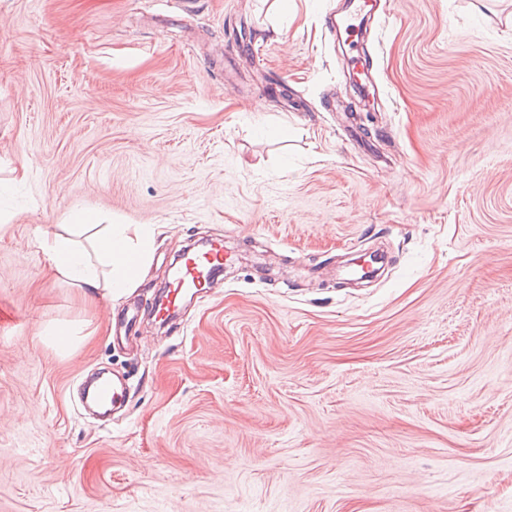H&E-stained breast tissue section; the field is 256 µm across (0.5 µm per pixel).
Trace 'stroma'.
Wrapping results in <instances>:
<instances>
[{"instance_id":"stroma-1","label":"stroma","mask_w":512,"mask_h":512,"mask_svg":"<svg viewBox=\"0 0 512 512\" xmlns=\"http://www.w3.org/2000/svg\"><path fill=\"white\" fill-rule=\"evenodd\" d=\"M343 2L0 0V512H512V0L355 18L364 99ZM83 211L159 225L132 293L49 271ZM212 252L183 259L184 269L180 268L175 280L170 283L164 303L156 309L158 315L168 316L174 312L188 291L203 294L210 288L209 268L223 263V254L220 251ZM124 397L123 388L114 380L107 377L97 379L93 389L95 407L110 414L122 406Z\"/></svg>"}]
</instances>
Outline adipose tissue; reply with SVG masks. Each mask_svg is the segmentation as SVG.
<instances>
[{
    "label": "adipose tissue",
    "instance_id": "1",
    "mask_svg": "<svg viewBox=\"0 0 512 512\" xmlns=\"http://www.w3.org/2000/svg\"><path fill=\"white\" fill-rule=\"evenodd\" d=\"M96 232L95 253L87 255L80 236ZM155 240L150 224L101 225L98 215L82 214L79 223L40 229L38 247L53 274L78 283L90 292L116 299L135 289Z\"/></svg>",
    "mask_w": 512,
    "mask_h": 512
}]
</instances>
